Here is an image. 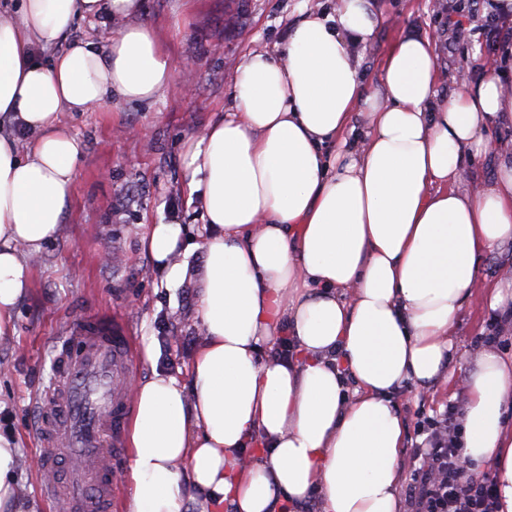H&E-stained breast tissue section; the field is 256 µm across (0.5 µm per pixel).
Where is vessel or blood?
I'll return each instance as SVG.
<instances>
[{
    "mask_svg": "<svg viewBox=\"0 0 512 512\" xmlns=\"http://www.w3.org/2000/svg\"><path fill=\"white\" fill-rule=\"evenodd\" d=\"M129 368L130 338L111 325L85 320L64 337L38 427L44 468L60 457L70 468L66 484L54 481L42 489L57 512H112V462L124 453Z\"/></svg>",
    "mask_w": 512,
    "mask_h": 512,
    "instance_id": "1",
    "label": "vessel or blood"
}]
</instances>
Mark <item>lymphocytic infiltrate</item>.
Listing matches in <instances>:
<instances>
[{
	"label": "lymphocytic infiltrate",
	"instance_id": "1",
	"mask_svg": "<svg viewBox=\"0 0 512 512\" xmlns=\"http://www.w3.org/2000/svg\"><path fill=\"white\" fill-rule=\"evenodd\" d=\"M460 411L448 404L422 430L405 489L411 512H499L495 473L473 472L462 457Z\"/></svg>",
	"mask_w": 512,
	"mask_h": 512
}]
</instances>
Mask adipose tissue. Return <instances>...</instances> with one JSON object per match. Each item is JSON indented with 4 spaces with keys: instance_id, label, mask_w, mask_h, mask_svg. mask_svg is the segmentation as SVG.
Returning <instances> with one entry per match:
<instances>
[{
    "instance_id": "ef3b65f1",
    "label": "adipose tissue",
    "mask_w": 512,
    "mask_h": 512,
    "mask_svg": "<svg viewBox=\"0 0 512 512\" xmlns=\"http://www.w3.org/2000/svg\"><path fill=\"white\" fill-rule=\"evenodd\" d=\"M140 10L0 5V342L16 334L30 258L71 204L83 145L61 116L175 84ZM100 17L124 25L99 46L69 41L78 20ZM380 22L375 0L309 12L277 51L245 57L234 111L187 141L182 192L202 212L204 262L191 271L178 219L142 239L168 282L196 275L203 339L187 380L156 372L131 391L124 512H181L194 490L213 512H297L314 494L321 512H398L406 424L391 396L439 376L480 257L512 241V155L477 192L462 188L466 155L512 118V91L488 76L439 96L435 43L414 32L365 84L351 47L370 45ZM39 47L56 49L51 65ZM357 115L363 136L340 150ZM284 334L291 355L262 357ZM479 367L462 454L494 468L500 512H512V361L486 353ZM17 460L0 434V512H20Z\"/></svg>"
}]
</instances>
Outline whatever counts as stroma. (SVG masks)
<instances>
[{"instance_id":"1","label":"stroma","mask_w":512,"mask_h":512,"mask_svg":"<svg viewBox=\"0 0 512 512\" xmlns=\"http://www.w3.org/2000/svg\"><path fill=\"white\" fill-rule=\"evenodd\" d=\"M336 0H142L139 23L152 27L170 53L175 86L151 102H116L111 110L64 113L63 125L83 145L70 207L59 232L31 261L32 290L17 308V334L0 343V434L18 444L14 478L25 512H53L39 488L48 480L37 463L35 427L49 384L54 346L74 322L102 316L126 329L132 344V381L158 371L186 379L202 339L200 290L195 280L168 284L140 236L144 224L179 218L187 241L200 240L202 220L179 187L188 137L231 111L237 66L255 49H274L306 11H333ZM382 21L362 51L365 83H377L384 55L401 32L427 33L440 61L438 91L491 75L512 89V57L499 45L512 38V15L494 31L471 0H377ZM512 149V122L491 127L486 147L469 156L466 185L490 179L502 152ZM512 267V242L479 263L476 286L454 326L455 363L430 390L404 385L393 398L406 422L399 466L409 472L415 428L446 403L466 401L467 383L484 349L473 337L486 333L493 310L489 291L502 268Z\"/></svg>"}]
</instances>
